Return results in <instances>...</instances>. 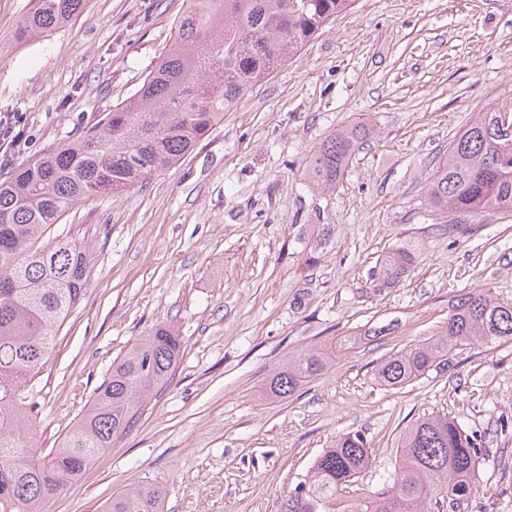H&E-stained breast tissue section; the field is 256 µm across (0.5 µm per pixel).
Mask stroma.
I'll return each instance as SVG.
<instances>
[{
	"mask_svg": "<svg viewBox=\"0 0 512 512\" xmlns=\"http://www.w3.org/2000/svg\"><path fill=\"white\" fill-rule=\"evenodd\" d=\"M30 0H0V181L125 101L173 40L186 0H86L71 23L17 41ZM512 99V0H355L177 163L58 229L94 244L85 295L31 383V431L59 447L112 364L157 326L182 339L171 382L45 512H103L150 482L167 512H279L337 435L362 433L379 489L399 437L448 414L487 449L474 512H512V344L454 348L447 374L388 388L381 360L425 343L457 295L512 303V211L430 204L431 175L473 113ZM364 123L335 189L311 151ZM415 252L378 283L397 247ZM397 321L337 354L283 400L262 390L288 358Z\"/></svg>",
	"mask_w": 512,
	"mask_h": 512,
	"instance_id": "1",
	"label": "stroma"
}]
</instances>
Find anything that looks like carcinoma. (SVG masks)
<instances>
[{
  "label": "carcinoma",
  "instance_id": "carcinoma-1",
  "mask_svg": "<svg viewBox=\"0 0 512 512\" xmlns=\"http://www.w3.org/2000/svg\"><path fill=\"white\" fill-rule=\"evenodd\" d=\"M85 0H33L18 37L70 22ZM352 0H187L177 34L142 86L98 123L58 144L0 182V512H43L114 438L135 423L153 391L172 378L182 340L166 326L142 337L112 365L62 444L44 456L29 437L35 403L29 383L53 350L59 327L80 303L93 261L91 245L68 236L44 239L76 204L123 193L188 153L224 120V112L292 58ZM369 135L360 123L314 149L306 174L316 188L336 185L352 149ZM434 206L461 213L512 210V103L496 105L459 133L429 183ZM413 262L406 247L380 270L386 280ZM512 343V304L487 291L451 301L437 337L398 352L377 381L403 385L448 371L449 352L467 344ZM331 352L313 349L289 360L264 395L292 396L321 375ZM481 437L457 417L416 421L400 437L395 471L381 488L336 507L370 466L361 434L336 439L314 461L280 512H472ZM166 488L135 484L104 512H165Z\"/></svg>",
  "mask_w": 512,
  "mask_h": 512
}]
</instances>
